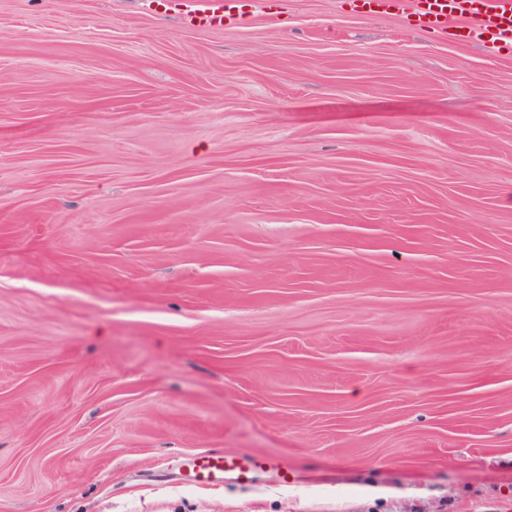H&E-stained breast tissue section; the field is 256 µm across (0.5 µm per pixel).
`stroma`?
<instances>
[{
  "label": "stroma",
  "instance_id": "stroma-1",
  "mask_svg": "<svg viewBox=\"0 0 512 512\" xmlns=\"http://www.w3.org/2000/svg\"><path fill=\"white\" fill-rule=\"evenodd\" d=\"M0 512H512V56L0 0ZM264 461L256 455H235L223 450H214L190 461V478L201 488L224 485L228 478L247 480L255 468Z\"/></svg>",
  "mask_w": 512,
  "mask_h": 512
}]
</instances>
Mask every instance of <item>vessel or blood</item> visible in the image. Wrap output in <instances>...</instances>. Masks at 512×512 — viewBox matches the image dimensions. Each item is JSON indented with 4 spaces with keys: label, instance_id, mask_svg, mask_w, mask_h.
Masks as SVG:
<instances>
[{
    "label": "vessel or blood",
    "instance_id": "obj_1",
    "mask_svg": "<svg viewBox=\"0 0 512 512\" xmlns=\"http://www.w3.org/2000/svg\"><path fill=\"white\" fill-rule=\"evenodd\" d=\"M164 12L181 16L186 27L224 30L244 25L250 16L266 10L270 0H150ZM356 11L401 12L414 25L447 36L481 42L488 54L512 52V0H349ZM263 460L256 455H235L215 450L192 458L189 475L198 487L223 485L233 478L248 479Z\"/></svg>",
    "mask_w": 512,
    "mask_h": 512
}]
</instances>
